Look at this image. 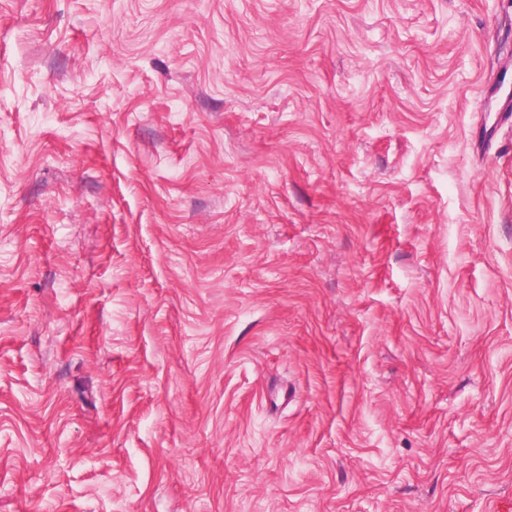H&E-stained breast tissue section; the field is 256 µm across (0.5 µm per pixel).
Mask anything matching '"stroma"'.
Returning <instances> with one entry per match:
<instances>
[{
	"instance_id": "stroma-1",
	"label": "stroma",
	"mask_w": 512,
	"mask_h": 512,
	"mask_svg": "<svg viewBox=\"0 0 512 512\" xmlns=\"http://www.w3.org/2000/svg\"><path fill=\"white\" fill-rule=\"evenodd\" d=\"M512 0H0V512H512Z\"/></svg>"
}]
</instances>
